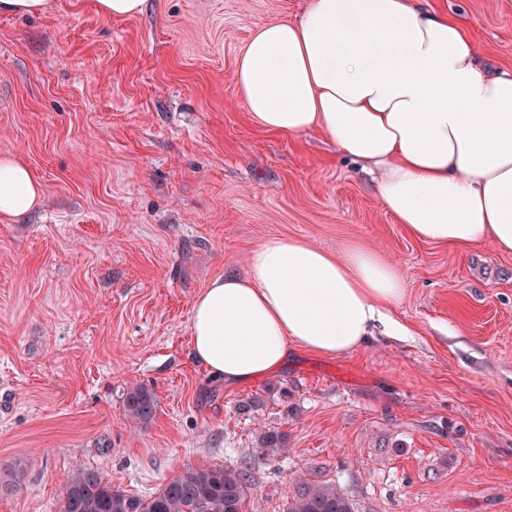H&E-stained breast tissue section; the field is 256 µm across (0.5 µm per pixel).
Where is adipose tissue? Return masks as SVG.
<instances>
[{
	"label": "adipose tissue",
	"mask_w": 512,
	"mask_h": 512,
	"mask_svg": "<svg viewBox=\"0 0 512 512\" xmlns=\"http://www.w3.org/2000/svg\"><path fill=\"white\" fill-rule=\"evenodd\" d=\"M235 83L259 127L321 133L359 165L416 238L512 254V70H483L458 20L422 0H308L296 21L254 28ZM44 196L22 159L0 154V218L20 219ZM403 295L401 272L374 251L269 238L244 274L197 296L191 354L246 386L282 369L292 348L339 356L376 329L399 335Z\"/></svg>",
	"instance_id": "1"
}]
</instances>
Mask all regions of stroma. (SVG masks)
<instances>
[{"instance_id":"obj_1","label":"stroma","mask_w":512,"mask_h":512,"mask_svg":"<svg viewBox=\"0 0 512 512\" xmlns=\"http://www.w3.org/2000/svg\"><path fill=\"white\" fill-rule=\"evenodd\" d=\"M308 0H96L0 14V154L45 187L0 220V512H60L75 466L140 497L186 468L247 462L249 512H286L295 478L354 512H512V255L413 238L318 133L251 120L234 83L255 26ZM512 69V0H426ZM272 237L395 265L397 339L342 356L292 351L230 387L189 352L215 277ZM153 391L132 423L128 390ZM146 0H98L100 13L110 18L131 17L141 13ZM156 399L151 391L142 387L131 388L125 399L128 417L137 423H146L154 415Z\"/></svg>"}]
</instances>
